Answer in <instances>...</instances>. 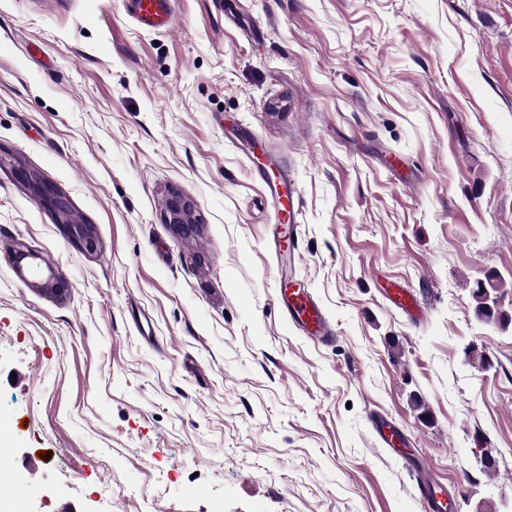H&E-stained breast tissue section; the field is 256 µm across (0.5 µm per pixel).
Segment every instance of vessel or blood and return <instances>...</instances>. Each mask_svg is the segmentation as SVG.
Listing matches in <instances>:
<instances>
[{
    "instance_id": "obj_1",
    "label": "vessel or blood",
    "mask_w": 512,
    "mask_h": 512,
    "mask_svg": "<svg viewBox=\"0 0 512 512\" xmlns=\"http://www.w3.org/2000/svg\"><path fill=\"white\" fill-rule=\"evenodd\" d=\"M170 0H136L139 22L147 29L165 27L170 22ZM256 174L265 184V190L278 212L277 223L272 229L269 244L275 254L292 253L297 249V221L292 204L293 186L286 176L270 173L267 167H259ZM277 301L289 324L307 339L322 344L336 338L334 325L318 300L305 283L295 278H283L278 282ZM371 431L377 442L392 449L402 443L400 429L385 417L371 421ZM407 464L414 470L424 512H448V496L444 489L419 469L415 457H408Z\"/></svg>"
}]
</instances>
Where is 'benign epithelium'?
Returning <instances> with one entry per match:
<instances>
[{"instance_id": "1", "label": "benign epithelium", "mask_w": 512, "mask_h": 512, "mask_svg": "<svg viewBox=\"0 0 512 512\" xmlns=\"http://www.w3.org/2000/svg\"><path fill=\"white\" fill-rule=\"evenodd\" d=\"M15 172L28 185L36 202L52 212L57 223L66 227L70 239L81 251L92 253L97 250L95 226L77 219L68 198L53 183L21 166ZM163 223L169 225L172 233L179 238L195 235L201 219L194 200L177 190L170 191L164 204ZM37 259L38 256L30 251L17 250L13 255L14 269L29 287L43 293L64 294L68 288L66 280L50 267L40 269Z\"/></svg>"}]
</instances>
